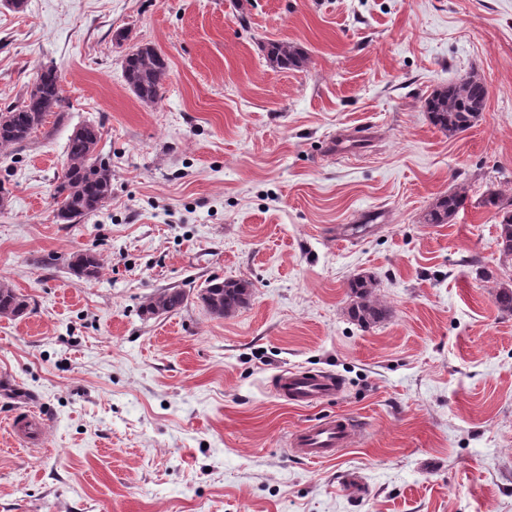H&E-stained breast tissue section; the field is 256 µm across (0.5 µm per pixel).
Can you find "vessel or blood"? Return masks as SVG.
I'll list each match as a JSON object with an SVG mask.
<instances>
[{
	"mask_svg": "<svg viewBox=\"0 0 512 512\" xmlns=\"http://www.w3.org/2000/svg\"><path fill=\"white\" fill-rule=\"evenodd\" d=\"M272 388L289 403L310 406L334 399L342 384L329 372L287 370L273 379ZM356 431L357 424L351 416L327 415L297 429L289 440L290 451L310 462L331 461L350 446Z\"/></svg>",
	"mask_w": 512,
	"mask_h": 512,
	"instance_id": "obj_1",
	"label": "vessel or blood"
}]
</instances>
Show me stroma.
Wrapping results in <instances>:
<instances>
[{
  "label": "stroma",
  "instance_id": "stroma-1",
  "mask_svg": "<svg viewBox=\"0 0 512 512\" xmlns=\"http://www.w3.org/2000/svg\"><path fill=\"white\" fill-rule=\"evenodd\" d=\"M129 29L130 40L114 34ZM271 40L305 68H271ZM153 46L162 98L141 103L122 59ZM55 66L71 103L0 152V281L30 313L0 317V424L46 417L42 447L0 427V512H512V275L488 190L512 189V0H27L0 5V107ZM476 74L478 123L448 137L436 88ZM101 127L112 197L59 223L53 183L74 128ZM365 136L340 156L337 133ZM469 199L448 224L435 200ZM91 251L98 278L71 274ZM372 275L388 315L353 321L348 284ZM252 284L217 318L212 278ZM183 290L175 312L143 307ZM292 368L341 393L297 407ZM348 414L329 462L290 435ZM468 189L460 185L448 195L440 197L425 216L426 223L448 224L453 221L458 212L468 200ZM185 292L180 289H166L152 295L144 307V313L151 317L175 312L181 308ZM272 388L291 404L310 406L334 399L341 392L342 384L330 372L287 370L273 379Z\"/></svg>",
  "mask_w": 512,
  "mask_h": 512
}]
</instances>
